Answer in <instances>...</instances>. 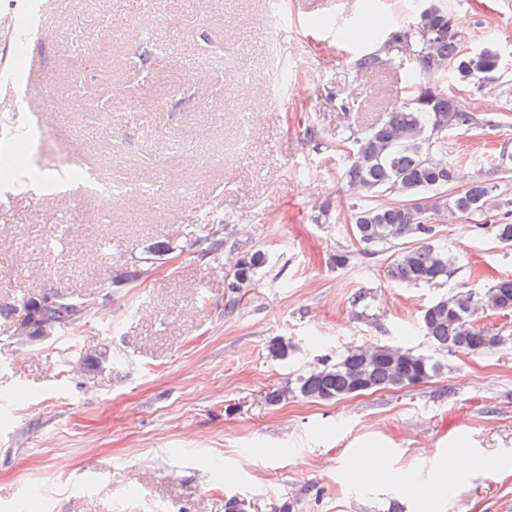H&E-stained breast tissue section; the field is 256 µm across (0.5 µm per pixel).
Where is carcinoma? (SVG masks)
<instances>
[{
  "label": "carcinoma",
  "instance_id": "carcinoma-1",
  "mask_svg": "<svg viewBox=\"0 0 512 512\" xmlns=\"http://www.w3.org/2000/svg\"><path fill=\"white\" fill-rule=\"evenodd\" d=\"M395 39L417 52L419 73L415 90L392 109L386 119L364 137H354L348 148L342 175L359 193L352 216L353 235L364 249L383 248L400 240V248L387 267L390 280L403 284H430L448 277L447 253L433 239L426 226V214L443 213L457 220L491 206L490 189L481 180L461 191H448L453 179V162H436L432 154L447 150L448 132L467 129L477 117L463 111L442 92L436 79L453 69L462 80L494 82L501 77L499 57L490 46L469 54L452 28L448 12L431 5L420 14L416 26L395 33ZM388 192L398 200L376 204L375 198ZM224 224H208L194 247L204 254L224 250ZM173 250L168 240L150 243L141 257L115 273L112 286L122 287L149 276L155 264ZM268 256L260 249L234 244L225 287L242 295L256 284ZM28 302L31 336L40 340L43 328L62 336L77 321L91 317L94 301L56 290L50 294L27 293L17 303L0 308V334L11 329L17 305ZM495 312H512V277L499 278L475 291L466 289L429 304L420 315L419 329L427 341L440 350L476 353L491 350L505 339L479 319ZM291 345L274 338L267 346L269 358L288 359ZM438 365L431 358L388 345L369 351L349 349L332 360L272 389L266 396L271 405L288 398L330 402L363 392L404 389L429 381Z\"/></svg>",
  "mask_w": 512,
  "mask_h": 512
}]
</instances>
